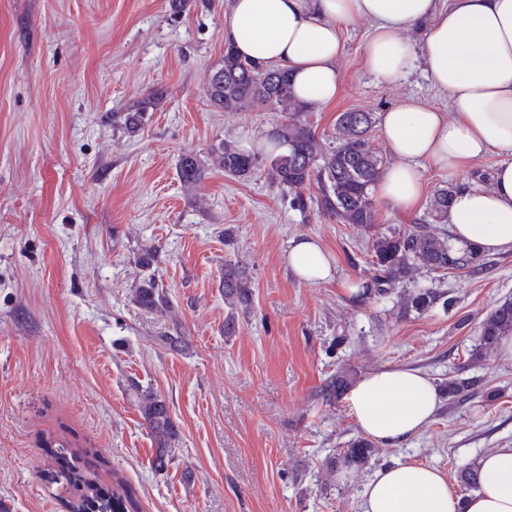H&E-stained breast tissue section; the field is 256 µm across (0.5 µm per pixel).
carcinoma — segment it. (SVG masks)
Returning a JSON list of instances; mask_svg holds the SVG:
<instances>
[{"label": "carcinoma", "instance_id": "carcinoma-1", "mask_svg": "<svg viewBox=\"0 0 512 512\" xmlns=\"http://www.w3.org/2000/svg\"><path fill=\"white\" fill-rule=\"evenodd\" d=\"M205 98L209 106L222 112H240L257 104L270 105L289 112L288 120L275 128L273 137L287 146V152L260 158L219 143L211 150V162L224 173L237 177L252 176L259 166L267 170L269 180L283 192L296 191L311 181L319 185L321 197L317 206L334 216L341 224L368 229L374 224L373 187L384 171V161L368 142L374 118L370 112L346 111L336 119L337 146L325 147L311 129L302 122L307 106L295 99L291 80L282 68H264L241 58L231 44H224V56L209 71L205 81ZM152 99L131 106L119 115L120 128L130 136L145 125ZM206 171L197 157L185 155L178 163V175L185 183L200 180ZM453 191L444 186L435 190L431 214L434 221L446 220ZM373 267L366 282L367 295L378 303L396 300L399 313H422L438 303L448 305L446 292L431 282L418 283L417 276L447 274L461 271L478 274L485 266L483 256L472 248H456L447 230L427 221L417 222L400 230L391 229L374 235L370 248ZM158 255L149 249L138 254L136 264L143 276L131 289L130 300L141 310L163 314L170 308V299L159 282L154 266ZM224 302L232 312L224 319V335L233 336L238 328L235 309L249 311L252 301L251 279L246 267L228 263L220 277ZM512 336V298H506L479 322L470 360L480 362L496 351L502 340ZM459 369L448 377V398L467 399L480 393V379L464 376ZM349 377L344 367L329 376L322 390L323 400L332 402L344 394ZM141 417L156 440L154 465L162 472L172 461L171 442L178 437L166 399L149 387L131 384ZM376 454L375 445L365 438H355L346 448L327 459V467L341 465L363 468ZM91 450L80 448L67 440L54 443V456L59 469L50 472L48 480L60 484L71 493V512H141L139 501L130 484L112 473V486L100 483L98 473L89 465Z\"/></svg>", "mask_w": 512, "mask_h": 512}]
</instances>
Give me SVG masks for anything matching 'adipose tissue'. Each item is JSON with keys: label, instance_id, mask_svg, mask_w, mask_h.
<instances>
[{"label": "adipose tissue", "instance_id": "ef3b65f1", "mask_svg": "<svg viewBox=\"0 0 512 512\" xmlns=\"http://www.w3.org/2000/svg\"><path fill=\"white\" fill-rule=\"evenodd\" d=\"M368 21L364 64L393 84L416 65L448 96L447 111L410 98L380 115L396 158L374 188L378 204L409 213L420 203L423 164L455 178L447 224L453 241L485 254L512 250V0H229L224 40L251 63L286 69L296 99L324 108L341 91L338 26ZM424 30L416 44L403 31ZM502 159L490 187L466 179L487 153ZM286 263L307 283L333 280L338 262L316 239H292ZM359 430L404 442L434 418L440 394L420 370L389 367L357 378L345 396ZM480 485L467 499L437 469L397 464L368 481L360 512H512V448L478 461Z\"/></svg>", "mask_w": 512, "mask_h": 512}]
</instances>
